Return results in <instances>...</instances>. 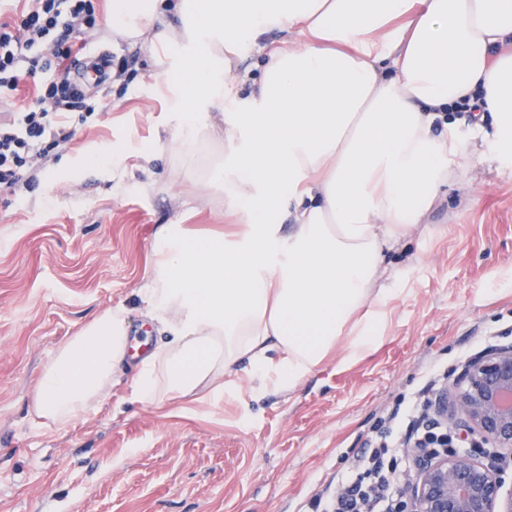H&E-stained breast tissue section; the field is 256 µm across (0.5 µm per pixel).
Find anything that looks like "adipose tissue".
I'll return each mask as SVG.
<instances>
[{
	"label": "adipose tissue",
	"mask_w": 512,
	"mask_h": 512,
	"mask_svg": "<svg viewBox=\"0 0 512 512\" xmlns=\"http://www.w3.org/2000/svg\"><path fill=\"white\" fill-rule=\"evenodd\" d=\"M112 30L151 50L170 149L220 144L201 181L235 230L159 225L137 297L164 337L129 401L219 402L246 370L293 389L338 344L375 346L393 292L386 258L422 223L466 145L443 120L477 105L480 154L512 169V0H112ZM265 45L232 107L224 77ZM128 313L110 307L51 356L32 397L42 425L96 410L126 363Z\"/></svg>",
	"instance_id": "obj_1"
}]
</instances>
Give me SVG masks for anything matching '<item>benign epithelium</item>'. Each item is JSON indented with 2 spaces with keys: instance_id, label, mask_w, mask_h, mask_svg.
Instances as JSON below:
<instances>
[{
  "instance_id": "obj_1",
  "label": "benign epithelium",
  "mask_w": 512,
  "mask_h": 512,
  "mask_svg": "<svg viewBox=\"0 0 512 512\" xmlns=\"http://www.w3.org/2000/svg\"><path fill=\"white\" fill-rule=\"evenodd\" d=\"M452 415L462 442L492 453L455 451L422 460L400 493L401 512H512V489L495 472L512 461V342L470 358L434 402Z\"/></svg>"
}]
</instances>
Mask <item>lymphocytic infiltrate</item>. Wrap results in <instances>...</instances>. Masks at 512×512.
<instances>
[{"label":"lymphocytic infiltrate","mask_w":512,"mask_h":512,"mask_svg":"<svg viewBox=\"0 0 512 512\" xmlns=\"http://www.w3.org/2000/svg\"><path fill=\"white\" fill-rule=\"evenodd\" d=\"M97 23L93 0H29L18 17L0 21V94L14 95L37 72L54 74L36 82L16 111L0 115V187L29 186L48 150L72 140L70 114L95 112V104L74 86L66 63L75 40ZM430 411L425 388L396 408L398 436L365 451L341 475L335 495L315 498V506L321 512H397L398 486L411 469L404 445L434 455L447 452L454 441Z\"/></svg>","instance_id":"obj_1"}]
</instances>
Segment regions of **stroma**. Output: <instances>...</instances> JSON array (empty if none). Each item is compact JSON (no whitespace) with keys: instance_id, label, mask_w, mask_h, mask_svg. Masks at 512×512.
<instances>
[{"instance_id":"35a3bbf8","label":"stroma","mask_w":512,"mask_h":512,"mask_svg":"<svg viewBox=\"0 0 512 512\" xmlns=\"http://www.w3.org/2000/svg\"><path fill=\"white\" fill-rule=\"evenodd\" d=\"M112 0L86 51L128 68L101 114L72 113L75 136L34 183L0 190V512H312L389 413L432 377H456L476 354L512 341V171L467 160L425 223L387 257L401 289L382 341L362 358L334 355L292 390L251 392L216 408L159 411L123 402L59 431L31 400L52 353L103 310L134 308L158 225L216 223L220 188L191 189L167 149L170 123L146 47L112 32ZM122 142L112 161L85 165ZM155 148L145 161L139 151Z\"/></svg>"}]
</instances>
